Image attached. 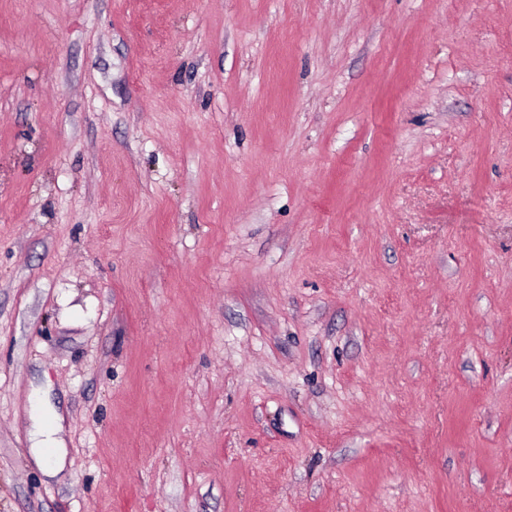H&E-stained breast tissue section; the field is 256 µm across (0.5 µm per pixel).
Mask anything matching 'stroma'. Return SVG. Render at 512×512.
I'll return each instance as SVG.
<instances>
[{
    "mask_svg": "<svg viewBox=\"0 0 512 512\" xmlns=\"http://www.w3.org/2000/svg\"><path fill=\"white\" fill-rule=\"evenodd\" d=\"M0 512H512V0H0ZM62 417L55 413L50 427L35 422L32 431V452L48 477H55L62 469L63 445L54 437L61 427Z\"/></svg>",
    "mask_w": 512,
    "mask_h": 512,
    "instance_id": "35a3bbf8",
    "label": "stroma"
}]
</instances>
